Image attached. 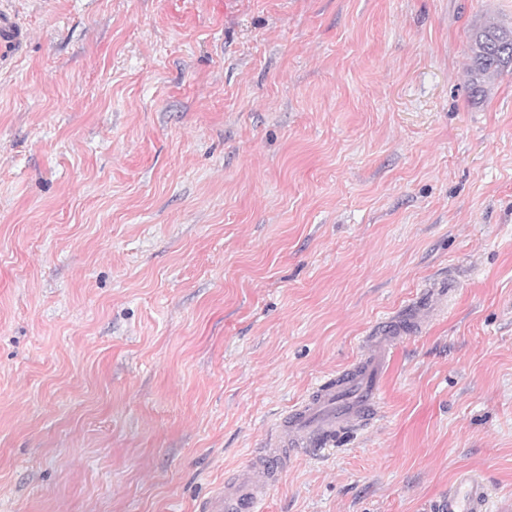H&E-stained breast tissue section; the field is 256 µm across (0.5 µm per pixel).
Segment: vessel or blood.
I'll use <instances>...</instances> for the list:
<instances>
[{
    "instance_id": "1",
    "label": "vessel or blood",
    "mask_w": 512,
    "mask_h": 512,
    "mask_svg": "<svg viewBox=\"0 0 512 512\" xmlns=\"http://www.w3.org/2000/svg\"><path fill=\"white\" fill-rule=\"evenodd\" d=\"M28 41V28L15 14L0 9V65L10 64ZM427 306L423 295L392 318L378 322L365 338L367 353L320 381L281 414L249 468L201 502L199 512H264L270 490L282 478L287 453L320 454L345 431L370 425L380 408L376 381L383 358L404 334L421 329ZM437 512H491L485 477L469 470L459 472Z\"/></svg>"
}]
</instances>
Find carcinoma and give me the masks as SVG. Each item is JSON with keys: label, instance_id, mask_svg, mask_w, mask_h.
I'll list each match as a JSON object with an SVG mask.
<instances>
[{"label": "carcinoma", "instance_id": "carcinoma-1", "mask_svg": "<svg viewBox=\"0 0 512 512\" xmlns=\"http://www.w3.org/2000/svg\"><path fill=\"white\" fill-rule=\"evenodd\" d=\"M470 84L479 87L487 79L512 68V28L494 22L484 23L469 35Z\"/></svg>", "mask_w": 512, "mask_h": 512}]
</instances>
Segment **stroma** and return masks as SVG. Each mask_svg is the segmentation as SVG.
I'll return each mask as SVG.
<instances>
[{
	"label": "stroma",
	"instance_id": "stroma-1",
	"mask_svg": "<svg viewBox=\"0 0 512 512\" xmlns=\"http://www.w3.org/2000/svg\"><path fill=\"white\" fill-rule=\"evenodd\" d=\"M0 512H197L437 283L266 512H512V0H5ZM29 29L14 13L0 9V65L7 66L27 46ZM470 84L481 87L487 79L512 68V28L494 22L475 26L469 35ZM438 512H490V489L485 477L469 470L459 472Z\"/></svg>",
	"mask_w": 512,
	"mask_h": 512
}]
</instances>
